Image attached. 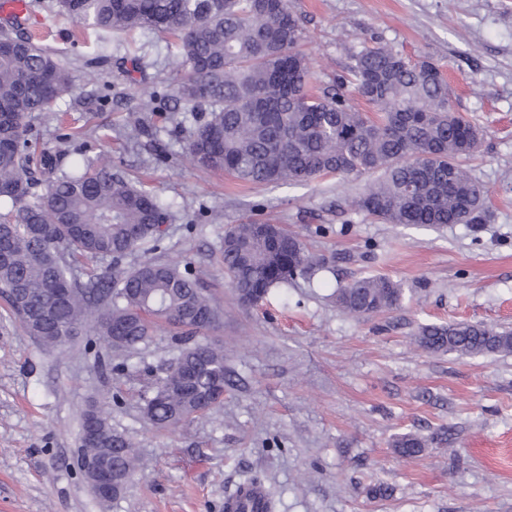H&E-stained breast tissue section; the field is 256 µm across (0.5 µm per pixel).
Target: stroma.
<instances>
[{"label": "stroma", "instance_id": "obj_1", "mask_svg": "<svg viewBox=\"0 0 512 512\" xmlns=\"http://www.w3.org/2000/svg\"><path fill=\"white\" fill-rule=\"evenodd\" d=\"M27 25L68 71L72 91L30 119L49 150L80 148L169 204L159 247L125 258L191 263L220 314L208 340L224 346L233 382L192 422L149 425L143 394L175 356L160 326L141 349L113 351L79 335L48 350L0 300V512H224L246 478L276 497L275 512H512V353H429L425 324L512 329V0H289L315 89L332 86L362 46L443 64L455 106L484 139L468 163L485 188L488 223L383 224L352 202L364 179L328 176L243 185L196 167L183 113L174 129L142 106L184 73L172 39L147 29L108 35L29 0ZM148 135L126 138L133 118ZM278 224L328 269L242 307L224 275L226 228ZM379 275L402 284L393 310L354 317L335 289ZM104 411L144 462L121 497L99 502L77 466L81 416ZM449 440L404 458L393 442L414 432ZM390 487L376 497V484Z\"/></svg>", "mask_w": 512, "mask_h": 512}]
</instances>
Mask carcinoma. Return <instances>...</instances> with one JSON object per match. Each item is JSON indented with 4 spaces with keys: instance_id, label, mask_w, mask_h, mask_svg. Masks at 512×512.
<instances>
[{
    "instance_id": "carcinoma-1",
    "label": "carcinoma",
    "mask_w": 512,
    "mask_h": 512,
    "mask_svg": "<svg viewBox=\"0 0 512 512\" xmlns=\"http://www.w3.org/2000/svg\"><path fill=\"white\" fill-rule=\"evenodd\" d=\"M58 0L61 12L96 31L150 29L175 38L185 74L173 89L169 119L206 112L189 131L186 149L199 167L224 171L243 184L280 185L328 174H378L353 201L386 224H484L486 191L461 164L482 132L455 108L441 66L410 63L381 45L351 55L336 86L316 95L298 50L305 32L288 0ZM351 87L376 116L354 108ZM68 73L21 22L0 30V298L30 335L48 349L63 347L82 326L130 351L146 344L154 324L183 331L174 361L151 384L148 423L168 429L205 411L200 399L213 381L231 383L224 349L193 337L219 321L197 273L176 263L123 258L162 239L168 209L159 198L81 153L38 149L26 137L28 118L70 94ZM45 192L30 199V189ZM101 257L112 268L81 266ZM224 275L249 308L274 287L327 267L277 224L224 230ZM402 285L368 276L336 290L348 313L362 317L398 307ZM417 341L430 352L461 356L512 352V331L485 324H429ZM96 414L100 439L81 454L126 485L137 472L133 443ZM408 432L394 447L413 457L427 441Z\"/></svg>"
}]
</instances>
